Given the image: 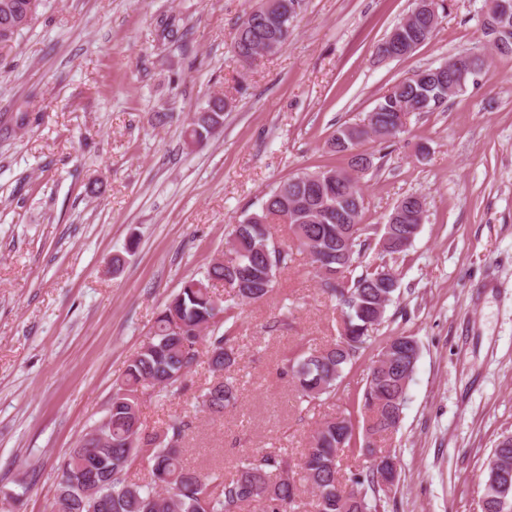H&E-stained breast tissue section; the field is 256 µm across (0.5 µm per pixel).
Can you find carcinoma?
Wrapping results in <instances>:
<instances>
[{
	"label": "carcinoma",
	"instance_id": "carcinoma-1",
	"mask_svg": "<svg viewBox=\"0 0 512 512\" xmlns=\"http://www.w3.org/2000/svg\"><path fill=\"white\" fill-rule=\"evenodd\" d=\"M245 14L238 25L235 56L249 67L267 48V40L281 25L293 22L295 0H277ZM37 0H0V32L15 25L19 15L33 20ZM438 27L434 12L424 0H415L409 22L398 24L377 45L380 57L397 59L411 55L429 42ZM448 71L422 80L417 70L377 99L372 108L377 123L340 125L328 141L331 151L346 153L372 138L371 131L395 126L402 108L414 112H444L448 101L461 95L467 84L455 81L456 64L448 58ZM467 78H482L486 57L471 52ZM226 102L211 97L188 118L186 137L201 144L224 121ZM373 166V155L349 156L345 167L294 174L271 189L258 210L246 213L229 234L234 259L212 260L200 278L191 277L166 302L153 331L129 360L124 376L113 384L112 397L103 419L72 448L61 466L53 506L61 512H89L87 489L96 496L108 494L99 512H244L250 505L258 512H293L299 488L294 464L282 453L270 452L241 461L236 474L204 475L187 466L181 444L185 424L174 422L154 435L151 446H142L141 406L144 397L168 391L197 363L200 350L206 357L212 380L201 395L200 411L221 416L240 397L232 368L237 363L236 311L238 302H261L275 288L277 276L292 261V248L275 245L270 225L288 223V215L302 220L312 248V262L323 283L322 293L336 303L343 318V332L336 343L320 349L295 348L283 354L282 373L292 378L300 399L314 409L345 378V370L370 341L369 328L379 308L393 300L399 277L385 258L405 252L401 243L411 223L410 214L424 213L420 197H403L381 228L389 249L378 253L380 262L362 263L371 249L368 226L361 223L364 198L352 172L361 162ZM334 219H323L328 206ZM361 272H356V269ZM223 283L229 298L219 299L213 284ZM392 351L379 352L369 368L362 391L363 424L355 431L346 418L324 421L313 432L301 463V480L319 490L310 503L315 512H379L382 507L381 471L390 454L375 447V437L396 432L407 401L408 389L419 358V347L407 337L394 336ZM356 452L369 465L343 483L338 479L340 456ZM150 466L148 476H136L141 461ZM512 465V434H503L486 459L480 498L487 512H512V482L499 480L498 472Z\"/></svg>",
	"mask_w": 512,
	"mask_h": 512
}]
</instances>
